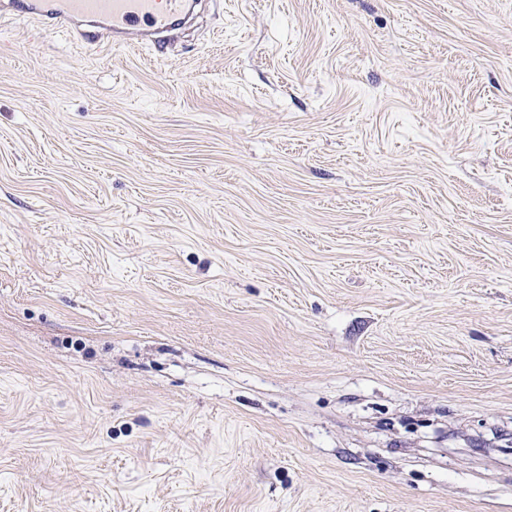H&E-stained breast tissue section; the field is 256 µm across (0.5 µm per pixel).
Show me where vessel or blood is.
<instances>
[{"label":"vessel or blood","instance_id":"b4317fda","mask_svg":"<svg viewBox=\"0 0 512 512\" xmlns=\"http://www.w3.org/2000/svg\"><path fill=\"white\" fill-rule=\"evenodd\" d=\"M191 0H0V11L34 19L50 30L66 29L92 45L101 34L123 46L166 43L191 14Z\"/></svg>","mask_w":512,"mask_h":512}]
</instances>
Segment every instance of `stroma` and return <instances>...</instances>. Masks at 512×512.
I'll use <instances>...</instances> for the list:
<instances>
[{
    "label": "stroma",
    "instance_id": "stroma-1",
    "mask_svg": "<svg viewBox=\"0 0 512 512\" xmlns=\"http://www.w3.org/2000/svg\"><path fill=\"white\" fill-rule=\"evenodd\" d=\"M0 512H512V0L0 20ZM196 1L188 0H4L2 12L35 19L50 30L66 29L92 45L105 31L112 43L132 46L145 41L167 44L182 27Z\"/></svg>",
    "mask_w": 512,
    "mask_h": 512
}]
</instances>
